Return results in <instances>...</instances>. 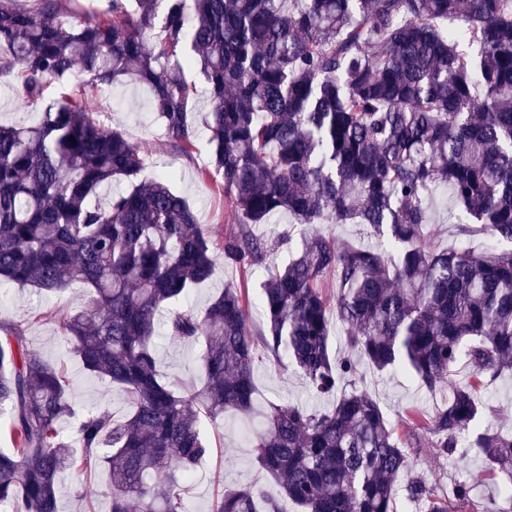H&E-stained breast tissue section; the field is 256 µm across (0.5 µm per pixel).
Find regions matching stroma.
Instances as JSON below:
<instances>
[{
	"mask_svg": "<svg viewBox=\"0 0 512 512\" xmlns=\"http://www.w3.org/2000/svg\"><path fill=\"white\" fill-rule=\"evenodd\" d=\"M187 80L196 90L194 123L196 136L190 154L184 155L172 148L170 141L155 120L150 107V95L140 85H117L102 90L90 100L99 111L105 126L121 129L137 142L146 160L147 174L172 171L173 187L182 193L192 207L199 224L211 234L215 243H223L232 225L229 221L231 206L217 175L204 174L209 162V133L203 124L208 110L205 94L206 83L194 70L187 71ZM291 255L288 245H280L266 264L257 266L244 275L238 270L217 265L210 281L192 290L188 304L202 308L224 286L233 284L247 288L253 304L250 321L253 327H261L263 315L257 302L259 283L266 278L271 267L284 266ZM83 299L79 286L65 292L45 295L31 288L13 286L0 288V320L18 325L27 345L37 350L48 362L64 369L70 382V394L75 409L73 418L65 424L66 432H73L80 415L87 409L106 410L113 416H124L129 410L128 401L120 389L109 388L91 377L84 370L80 359L70 352L65 342L57 316L74 310ZM158 369L169 380L186 384H200L199 355L201 343L182 341L170 335L160 336L157 341ZM255 382L258 395L255 411L250 415L228 414L223 419L204 421L202 430L212 448L211 456L203 461L192 474L185 495L187 512H210L218 490L243 486L272 487L271 476L255 461L253 429L261 428L259 417L271 403H301L316 405L317 399L310 392L305 380L287 362L270 357L256 364ZM356 387L366 389L375 396L390 419H397L402 412L415 406L425 411L433 410L439 396L428 393L405 372L393 370L376 372L367 363L357 365L352 378ZM488 409L486 421L494 426L512 430V376L506 375L488 385L486 389ZM411 460L415 471L435 482L439 489H452L465 472L480 474L481 480L471 493L477 507L488 506L490 499L499 497L496 481L487 472L483 455L472 452L442 457L437 449L424 446L414 452ZM94 486L98 494L93 500L81 496L83 486ZM107 475L103 469L89 472L67 471L60 482L58 501L60 512H109V499L104 490Z\"/></svg>",
	"mask_w": 512,
	"mask_h": 512,
	"instance_id": "1",
	"label": "stroma"
}]
</instances>
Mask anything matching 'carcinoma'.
Here are the masks:
<instances>
[{
	"label": "carcinoma",
	"mask_w": 512,
	"mask_h": 512,
	"mask_svg": "<svg viewBox=\"0 0 512 512\" xmlns=\"http://www.w3.org/2000/svg\"><path fill=\"white\" fill-rule=\"evenodd\" d=\"M39 2L29 13L0 0V79L17 80L27 106L76 80L34 122L0 124V287L81 284L91 299L60 327L131 410H90L67 441L66 373L1 321L12 448L0 450V506L59 512L61 473L100 466L110 512H186L183 483L212 452L202 418L253 411L262 351L323 397L362 360L448 399L394 424L358 388L328 408L274 404L253 440L274 488L222 489L211 512H397L399 490L422 512H461L481 476L448 495L422 476L400 483L408 449L431 437L444 456L467 438L462 454H483L508 503L484 512H512V434L482 423L486 385L512 372V248H500L512 244V0H106L92 13L70 7L76 0ZM450 18L461 26L444 27ZM187 69L207 84L211 163L235 224L220 252L170 175H145L139 145L87 107L105 87L142 84L187 153ZM442 187L458 209L460 242L448 248L431 241ZM283 215L300 240L260 285L262 329L233 285L201 311L163 316L218 262L247 274L292 242L254 231ZM326 222L366 226L390 250L315 229ZM334 321L343 358L330 347ZM163 332L204 340L201 386L162 379ZM463 360L473 372L457 383Z\"/></svg>",
	"instance_id": "obj_1"
}]
</instances>
